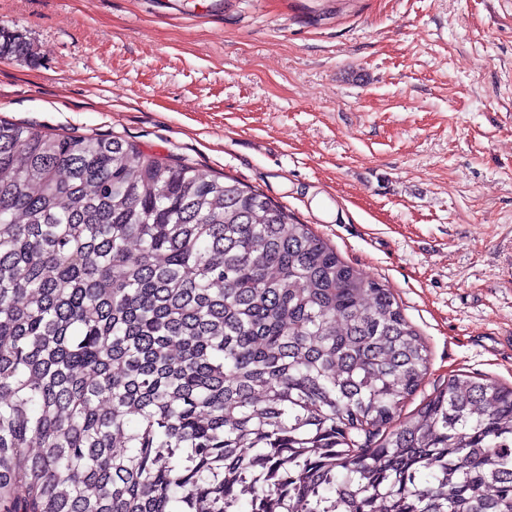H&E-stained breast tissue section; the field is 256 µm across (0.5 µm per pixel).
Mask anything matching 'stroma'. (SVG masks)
<instances>
[{
	"mask_svg": "<svg viewBox=\"0 0 512 512\" xmlns=\"http://www.w3.org/2000/svg\"><path fill=\"white\" fill-rule=\"evenodd\" d=\"M0 118L110 134L284 206L448 379L512 385V0H0ZM32 51L30 43L22 36L0 28V55L10 54L16 57H26Z\"/></svg>",
	"mask_w": 512,
	"mask_h": 512,
	"instance_id": "obj_1",
	"label": "stroma"
}]
</instances>
